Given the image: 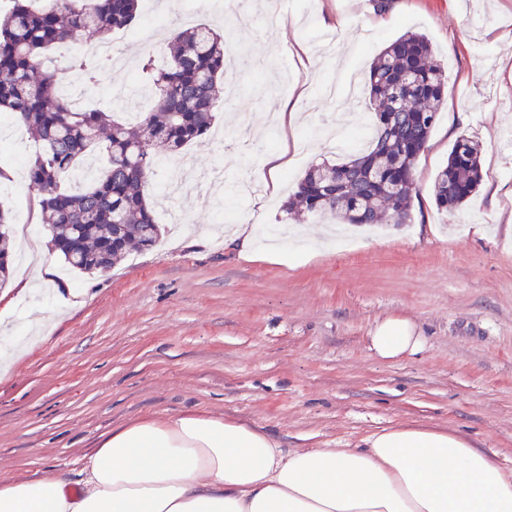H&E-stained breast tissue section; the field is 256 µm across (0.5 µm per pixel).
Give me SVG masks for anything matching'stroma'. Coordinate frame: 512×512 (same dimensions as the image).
Segmentation results:
<instances>
[{"mask_svg":"<svg viewBox=\"0 0 512 512\" xmlns=\"http://www.w3.org/2000/svg\"><path fill=\"white\" fill-rule=\"evenodd\" d=\"M160 24L121 44L133 66L161 61L156 42L198 21L217 25L222 0L190 20L172 0H141ZM255 24H232L225 49L246 67L226 69L224 108L184 170L154 178L162 246L111 270L67 272L48 252L52 278L37 292L14 266L0 289V472L76 475L79 460L113 427L145 415L198 408L263 428L281 447L343 448L394 424L464 435L512 468V0H251ZM427 36L448 72V101L415 164L409 224L334 229L329 218L288 222L282 210L304 171L338 162L333 135L356 131L371 109L348 76L365 78L376 55L407 30ZM334 35L336 51L320 49ZM120 68L78 85L101 108L126 84ZM306 116L274 120L285 105ZM478 140L487 176L453 212L437 209V172L461 135ZM36 151L16 147L0 200L26 244L49 243L23 180ZM281 166L261 194L226 200L230 183ZM260 211L258 251L227 236ZM409 318L424 340L390 362L372 350L376 324Z\"/></svg>","mask_w":512,"mask_h":512,"instance_id":"stroma-1","label":"stroma"}]
</instances>
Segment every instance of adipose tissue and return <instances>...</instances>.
I'll use <instances>...</instances> for the list:
<instances>
[{
	"mask_svg": "<svg viewBox=\"0 0 512 512\" xmlns=\"http://www.w3.org/2000/svg\"><path fill=\"white\" fill-rule=\"evenodd\" d=\"M371 347L397 361L422 338L391 316ZM0 512H512V469L453 431L400 424L346 448L288 450L192 409L113 429L76 477L0 478Z\"/></svg>",
	"mask_w": 512,
	"mask_h": 512,
	"instance_id": "obj_1",
	"label": "adipose tissue"
}]
</instances>
